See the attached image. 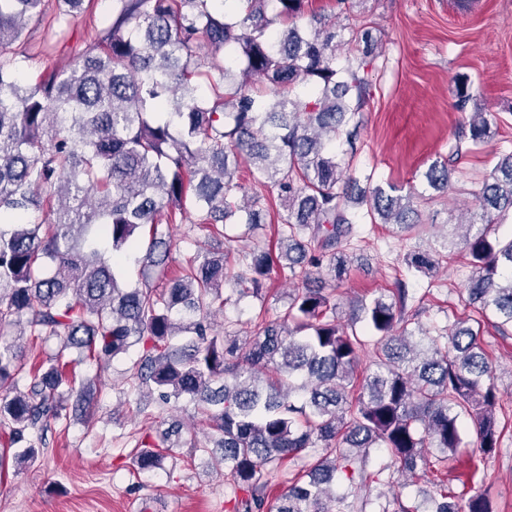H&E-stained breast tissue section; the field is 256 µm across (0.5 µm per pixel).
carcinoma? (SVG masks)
<instances>
[{
	"mask_svg": "<svg viewBox=\"0 0 512 512\" xmlns=\"http://www.w3.org/2000/svg\"><path fill=\"white\" fill-rule=\"evenodd\" d=\"M237 3L112 0L108 36L31 82L14 45L26 22L43 19L44 0H0V472L10 455L34 458L51 424L66 418L75 366L139 345L138 390L194 403L219 434L211 462L224 470L232 512H351L348 498L373 479L372 448L387 449L403 477L437 473L426 512H493L481 495L463 503L448 495L440 473L466 447L462 416L483 454L499 444L481 322L431 333L401 279L392 296L362 300L344 323L333 301L360 224L430 233L418 206L448 193L462 141L484 148L493 121L467 117L448 158L423 173L431 193L377 185L364 194L360 182L371 184L374 172L343 165L335 143L343 135L354 146V118L372 86L373 27H351L345 40L310 0ZM346 44L359 53L340 52ZM471 98L468 80H457L456 109ZM243 168L250 191L238 179ZM474 196L478 211L443 247L465 253L466 306L506 336L512 237L497 227L512 220V149L498 152ZM274 199L286 215L272 249L263 230ZM46 206L48 223L36 217ZM188 211L199 228L244 226L250 250L237 259L197 251L171 271L169 228ZM128 256L140 264L138 285L118 268ZM441 258L432 248L403 262L428 276ZM276 265L302 280L286 310L271 319L260 306L244 344L231 323L215 331L208 316L224 300V281L262 302ZM14 326L57 340V353L25 368L5 340ZM370 344L374 369L360 379ZM70 348L77 357H66ZM76 393L91 412L92 385ZM177 446L168 431L150 437L133 464L160 470ZM338 480L348 482L340 496Z\"/></svg>",
	"mask_w": 512,
	"mask_h": 512,
	"instance_id": "carcinoma-1",
	"label": "carcinoma"
}]
</instances>
